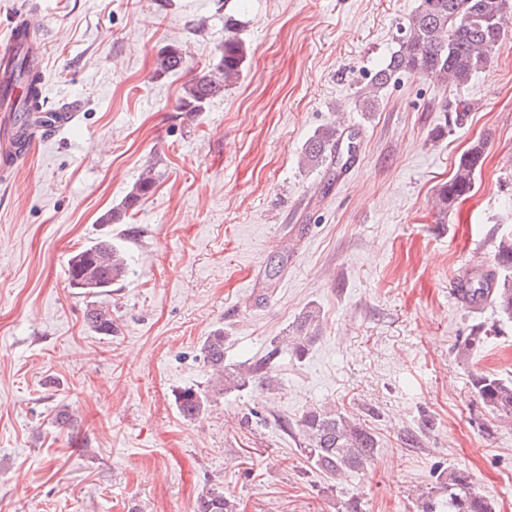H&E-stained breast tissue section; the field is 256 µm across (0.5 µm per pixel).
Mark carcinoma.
<instances>
[{
    "instance_id": "1",
    "label": "carcinoma",
    "mask_w": 512,
    "mask_h": 512,
    "mask_svg": "<svg viewBox=\"0 0 512 512\" xmlns=\"http://www.w3.org/2000/svg\"><path fill=\"white\" fill-rule=\"evenodd\" d=\"M504 0H419L391 53L389 61L373 76V90L360 95L362 111L375 108V93L383 89L397 74L407 73L432 77L442 83L461 87L487 67L493 49L506 37V21L512 15L503 10ZM247 55L245 44L236 32V23L224 22V48L212 69L193 78L179 99L178 111L188 117L204 110L214 98L224 95V89L239 79ZM186 65V52L176 44H169L158 54L155 74L176 73ZM7 73L15 84L26 88L24 98L16 107L22 113L23 126L35 129L46 119H31L32 107L38 103L41 76L26 55L14 56ZM470 104L457 98L451 102L450 126L461 128L468 122ZM345 135L336 123L318 129L304 144L306 164L323 169L332 181L336 169L342 165L340 147ZM486 142L477 141L459 158L452 177L442 185L439 200L443 211H448L459 199L473 192L477 173L481 170ZM155 187L152 170L142 173L126 197L123 208L110 209L99 217V223L118 224L128 211L135 209ZM128 262L121 247L106 234L85 246L70 258V282L90 277L110 288L127 274ZM464 304L490 302L512 319V236L503 237L497 245L496 268L471 276L459 289ZM316 315L306 311L298 318L293 336L283 339L268 349L266 354L248 364H231L224 359V329L212 330L201 345L203 362L211 373L205 389L187 387L176 395L179 414L191 420L211 407L213 399L240 391L250 385L271 387L273 362L281 355L282 345L289 343L291 352L304 356L310 333L316 329ZM90 329L110 335L115 330L112 313L104 306L93 305L85 314ZM474 392L482 403L498 417L512 421V382L490 375H477L472 380ZM285 430L298 432L299 447L306 460L331 479H341L365 471L379 450V440L365 423L342 412L311 408L292 423L279 418ZM496 512L494 499L480 494L472 487V477L463 468H454L436 476L433 486L422 495L421 512ZM194 512H238L236 500L221 489H208L198 496Z\"/></svg>"
}]
</instances>
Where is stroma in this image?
Wrapping results in <instances>:
<instances>
[{"instance_id": "35a3bbf8", "label": "stroma", "mask_w": 512, "mask_h": 512, "mask_svg": "<svg viewBox=\"0 0 512 512\" xmlns=\"http://www.w3.org/2000/svg\"><path fill=\"white\" fill-rule=\"evenodd\" d=\"M417 5L0 0V44L16 10L45 18L44 108L80 112L0 180V512H193L209 487L240 512H345L351 499L417 512L419 489L454 468L512 512V424L472 388L480 374L512 381V320L451 293L512 234V33L463 88L401 74L359 111ZM229 15L242 74L185 116L183 88L215 63ZM169 44L187 67L156 76ZM457 97L473 110L451 131ZM334 120L355 131L358 161L329 183L301 156ZM480 139L471 197L441 212L439 188ZM148 165L153 191L105 229L99 216ZM106 233L127 276L96 295L70 287V256ZM93 303L116 333L87 326ZM310 309L319 329L303 358L275 361L276 389L180 416L177 393L208 384L211 330L227 362L249 363ZM312 407L366 419L374 463L341 483L314 469L277 422ZM61 409L73 429L55 426Z\"/></svg>"}]
</instances>
